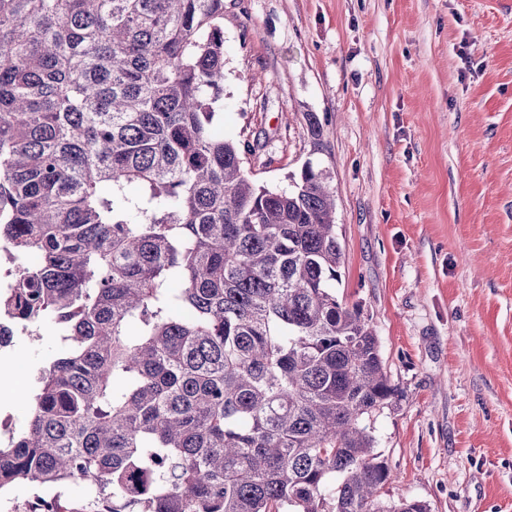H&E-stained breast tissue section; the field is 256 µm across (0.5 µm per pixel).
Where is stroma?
<instances>
[{"label":"stroma","instance_id":"obj_1","mask_svg":"<svg viewBox=\"0 0 512 512\" xmlns=\"http://www.w3.org/2000/svg\"><path fill=\"white\" fill-rule=\"evenodd\" d=\"M224 130L257 184L331 173L336 293L404 393L383 499L512 512V0H224ZM62 346L20 335L21 395Z\"/></svg>","mask_w":512,"mask_h":512}]
</instances>
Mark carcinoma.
<instances>
[{
    "label": "carcinoma",
    "instance_id": "cac0c4a2",
    "mask_svg": "<svg viewBox=\"0 0 512 512\" xmlns=\"http://www.w3.org/2000/svg\"><path fill=\"white\" fill-rule=\"evenodd\" d=\"M224 132V0H0V316L71 341L0 491L89 512H429L385 501L397 405L336 295L330 171L252 181Z\"/></svg>",
    "mask_w": 512,
    "mask_h": 512
}]
</instances>
